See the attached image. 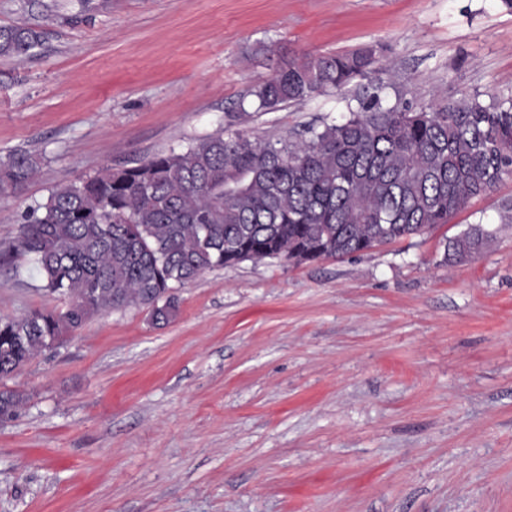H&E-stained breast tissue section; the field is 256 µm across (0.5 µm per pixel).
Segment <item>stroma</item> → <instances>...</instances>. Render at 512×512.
I'll use <instances>...</instances> for the list:
<instances>
[{"instance_id": "1", "label": "stroma", "mask_w": 512, "mask_h": 512, "mask_svg": "<svg viewBox=\"0 0 512 512\" xmlns=\"http://www.w3.org/2000/svg\"><path fill=\"white\" fill-rule=\"evenodd\" d=\"M42 39L0 57V245L62 182L224 125L278 58L381 47L415 105L512 93L500 0H0ZM336 94L253 115L277 140ZM512 177L428 234L342 260L245 261L178 289L165 326L103 311L1 385L0 512H512ZM494 238L444 263L471 224ZM0 268V316L59 306ZM38 168L39 160L33 154L20 152L9 155L0 162V196L21 193ZM24 400V394L17 390H0V421L4 422L13 419L20 410Z\"/></svg>"}]
</instances>
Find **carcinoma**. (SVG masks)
Masks as SVG:
<instances>
[{
    "label": "carcinoma",
    "instance_id": "obj_1",
    "mask_svg": "<svg viewBox=\"0 0 512 512\" xmlns=\"http://www.w3.org/2000/svg\"><path fill=\"white\" fill-rule=\"evenodd\" d=\"M39 38L25 25L1 26L0 57H20ZM378 63L374 45L285 60L225 113L231 126L356 87L348 116L305 137L254 141L221 129L134 166L60 183L25 209L0 258L28 261L41 288L67 305L0 317V380L102 310L142 307L164 326L178 313L175 290L209 270L363 254L431 232L512 176V95L389 106V83L361 84ZM38 168L33 154L9 155L0 196L21 193ZM493 236L470 225L445 245L444 260L465 261ZM24 400L0 390V421Z\"/></svg>",
    "mask_w": 512,
    "mask_h": 512
}]
</instances>
